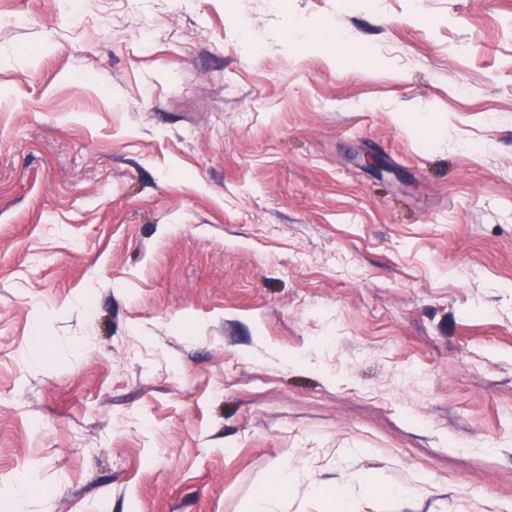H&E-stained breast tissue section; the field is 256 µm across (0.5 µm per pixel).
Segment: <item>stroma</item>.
<instances>
[{
	"label": "stroma",
	"mask_w": 512,
	"mask_h": 512,
	"mask_svg": "<svg viewBox=\"0 0 512 512\" xmlns=\"http://www.w3.org/2000/svg\"><path fill=\"white\" fill-rule=\"evenodd\" d=\"M279 468L512 512V0H0V512Z\"/></svg>",
	"instance_id": "35a3bbf8"
}]
</instances>
